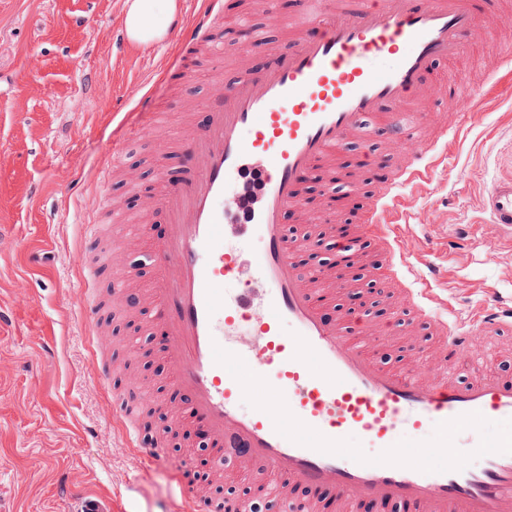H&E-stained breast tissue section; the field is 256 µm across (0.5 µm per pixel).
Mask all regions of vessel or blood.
I'll use <instances>...</instances> for the list:
<instances>
[{
  "label": "vessel or blood",
  "mask_w": 512,
  "mask_h": 512,
  "mask_svg": "<svg viewBox=\"0 0 512 512\" xmlns=\"http://www.w3.org/2000/svg\"><path fill=\"white\" fill-rule=\"evenodd\" d=\"M289 28L290 42L273 52L265 30L250 28L249 49L270 52V71L243 67L230 83L216 81L212 95L220 107L174 137L182 174L161 177L145 201L167 225L148 246L151 288H138L136 268L119 260L137 239L115 244L102 225H87L83 308L97 319L94 283L105 275L112 279V304L153 306L178 422L208 435L216 463L237 461L260 480L279 476V512H321L315 493L329 485L336 512H354L365 501L376 512L391 501L416 512H512V433L491 441L480 428L487 418L512 421V382L454 370L477 353L478 338L512 335V307L490 288L468 318L443 315L435 289L447 283V265L426 251L412 254L401 234L403 189L431 180L443 146L459 138L485 95L484 88L433 77L436 61L460 56L482 34L472 0H299ZM170 39L179 51L164 77L185 94L191 55L220 61L231 49L223 0H206ZM432 97L446 103L447 118L421 113L427 132L417 134L408 109ZM156 128L151 112L117 126L100 166L99 213L119 211L109 184L126 170L128 144ZM381 128L401 145L402 156L375 211L351 235L348 265L301 279L300 247L283 216L329 221V212L307 208L305 182L350 141L373 139ZM485 207L491 223L512 236V178L493 182ZM369 239L391 287L402 289L405 310L439 336L432 359L413 347L409 368L379 365L357 341L348 310L331 303L337 288L350 300L359 294L362 285L351 274L366 260ZM244 252L253 256L247 270ZM258 309L264 317L257 322ZM244 331L253 345L240 343ZM254 388L275 393L277 404L242 409ZM111 413L145 465L179 474L193 467L189 458L173 461L166 434L141 438V408L132 400L114 393ZM404 431L416 437L414 446L398 445ZM353 434L377 455L346 447ZM447 438L452 444L445 449L440 442ZM296 483L312 491L306 503L294 502ZM180 512L245 507L190 488Z\"/></svg>",
  "instance_id": "b4317fda"
}]
</instances>
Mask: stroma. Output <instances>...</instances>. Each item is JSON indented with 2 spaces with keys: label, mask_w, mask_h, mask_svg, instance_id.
Segmentation results:
<instances>
[{
  "label": "stroma",
  "mask_w": 512,
  "mask_h": 512,
  "mask_svg": "<svg viewBox=\"0 0 512 512\" xmlns=\"http://www.w3.org/2000/svg\"><path fill=\"white\" fill-rule=\"evenodd\" d=\"M124 0H0V512H74L82 493L117 504L122 512H177L180 491L169 468L144 467L104 411L124 388L100 364L131 363L149 384L157 406L169 399V366L146 322L147 306L127 319L100 315L107 352H93L81 324L76 282L82 226L97 211L98 166L121 117L135 111L139 86L150 89L169 128L182 125L185 104L158 81L167 65L163 43L128 42ZM512 49V26L487 29L454 59L436 62L437 81L483 84L486 69ZM158 149L136 140L128 151L135 187L112 185L127 223L142 220L144 197L157 184ZM399 156L384 137L349 143L336 157L342 169L362 167L370 192L384 188ZM512 171V88L489 93L470 116L461 144L449 145L445 164L413 196L405 244L426 240L443 249L456 225L470 224L476 241L455 279L438 288L448 312L478 309L493 284L512 294V250L488 224L482 202L499 176ZM377 325L404 339L421 329L397 324L393 291L374 268ZM54 356L55 368L39 364ZM461 374L512 380V345L491 339L482 354L460 363Z\"/></svg>",
  "instance_id": "1"
}]
</instances>
